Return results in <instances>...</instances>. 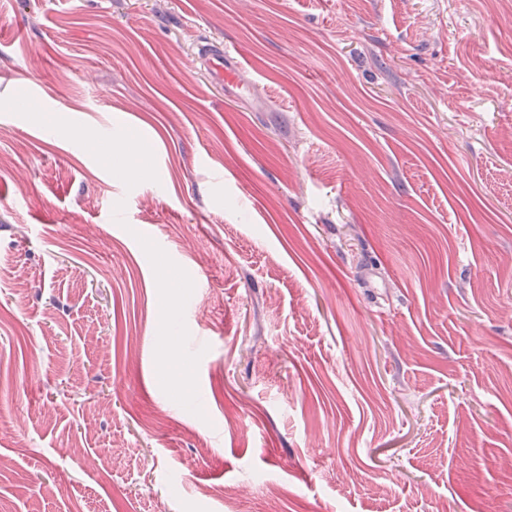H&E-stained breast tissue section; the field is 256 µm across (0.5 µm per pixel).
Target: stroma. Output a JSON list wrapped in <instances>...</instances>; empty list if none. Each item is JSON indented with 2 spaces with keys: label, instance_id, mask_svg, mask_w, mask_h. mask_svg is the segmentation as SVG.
I'll return each mask as SVG.
<instances>
[{
  "label": "stroma",
  "instance_id": "35a3bbf8",
  "mask_svg": "<svg viewBox=\"0 0 512 512\" xmlns=\"http://www.w3.org/2000/svg\"><path fill=\"white\" fill-rule=\"evenodd\" d=\"M0 418V512H512V0H0ZM202 57L217 81L225 86L243 89L238 81L239 61L234 53L228 51L227 46L210 45L203 51Z\"/></svg>",
  "mask_w": 512,
  "mask_h": 512
}]
</instances>
